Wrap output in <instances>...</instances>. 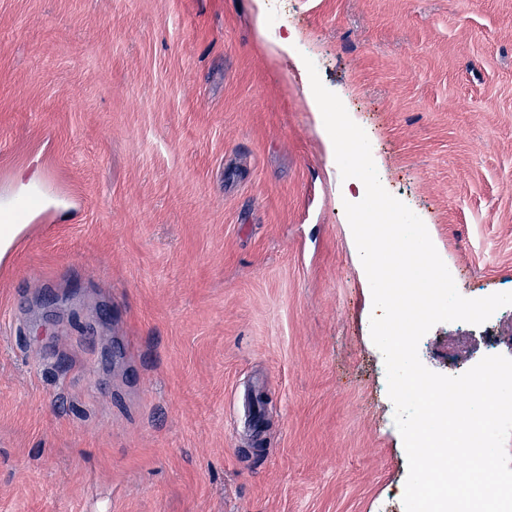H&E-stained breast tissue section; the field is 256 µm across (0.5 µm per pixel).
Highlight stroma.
Returning a JSON list of instances; mask_svg holds the SVG:
<instances>
[{
	"label": "stroma",
	"mask_w": 512,
	"mask_h": 512,
	"mask_svg": "<svg viewBox=\"0 0 512 512\" xmlns=\"http://www.w3.org/2000/svg\"><path fill=\"white\" fill-rule=\"evenodd\" d=\"M0 0V512H379L408 476L306 61L460 294L512 292V0ZM289 37L287 49L270 52ZM36 195L35 207L10 210ZM512 358V306L421 362Z\"/></svg>",
	"instance_id": "stroma-1"
}]
</instances>
